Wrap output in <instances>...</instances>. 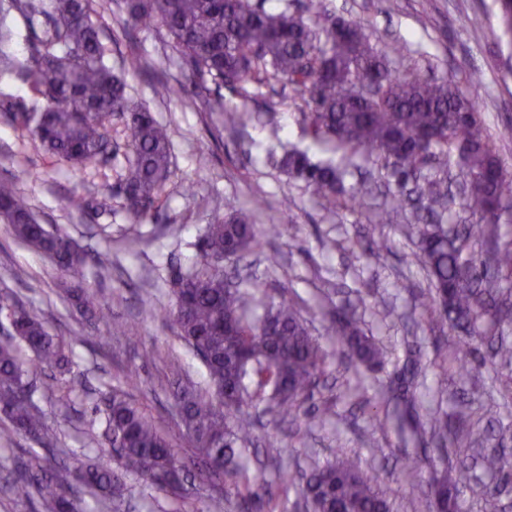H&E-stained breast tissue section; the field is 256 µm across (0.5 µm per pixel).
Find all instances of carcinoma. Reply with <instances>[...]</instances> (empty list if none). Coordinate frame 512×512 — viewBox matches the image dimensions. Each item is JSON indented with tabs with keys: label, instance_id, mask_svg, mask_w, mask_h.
<instances>
[{
	"label": "carcinoma",
	"instance_id": "cac0c4a2",
	"mask_svg": "<svg viewBox=\"0 0 512 512\" xmlns=\"http://www.w3.org/2000/svg\"><path fill=\"white\" fill-rule=\"evenodd\" d=\"M136 22L160 24L181 57L201 79L248 98L255 89L287 85L304 98L303 123L318 141L342 155L345 166L378 162L392 178L391 205L375 215L387 224L405 206L425 210L430 221L418 226L416 262L428 273L427 307L436 321L464 329L476 340L503 335L512 321V239L501 243L495 225L512 223V177L494 151L479 117L476 83L464 86L449 74L428 78L413 67L396 71L390 53L377 49L357 20L328 13L322 0H305V14L265 9L263 0H127ZM17 11L29 25L44 20L42 34L32 33L28 55L14 61L12 31L0 25V69L15 72L43 101L38 112H16L12 120L29 131L51 154L76 165L91 164L111 146L112 118L131 114L133 160L120 185L126 208L136 222L155 209L158 191L169 175L170 136L145 108L134 107L123 79L104 59L102 29L92 18L90 0H8L1 13ZM484 40L501 41L500 29L484 16L469 19ZM252 119L246 107L224 109V122L244 125ZM278 165L313 188L321 205L336 209L337 186L346 170L317 165L301 152L284 154ZM461 187V203L475 224H462L443 235L436 226L449 210L448 185ZM227 203L224 219L206 225L198 240L201 261L180 282L173 318L180 336L201 357L214 394L194 390L177 395L182 426L192 435L206 472L224 478L225 494L240 512H288L291 490L300 489L309 512H395L375 474L357 459L315 464L292 475L280 469V496L269 497L265 469L247 462L258 416L306 419L324 425L331 409H309L329 355L285 296L268 295L266 285L230 288L224 269L210 257L247 252L258 243L255 212ZM0 223L47 255L75 279L83 308L99 306L96 295L81 285L87 258L66 234L41 224L13 182L0 183ZM491 241L482 258L473 242ZM16 336L47 367L67 364L65 342L48 334L43 323L16 309ZM336 340L370 371L384 362L382 349L361 328L354 311L332 316ZM30 367L13 340L0 343V414L11 432L42 447L55 435L33 399ZM448 431V415L429 413L430 432L449 436L458 446L472 445L477 429L460 412ZM114 455L78 471L92 495L112 494L127 475L181 497L183 460L170 436L123 392L112 390L105 417ZM494 476L492 487L473 481L474 466ZM476 465L461 463L444 475L429 473L428 512H458L459 496L468 490L492 504L500 486L512 482V457L499 451L481 455ZM15 496L40 501L43 512H81L68 496L65 481L43 472L32 456L26 473L12 484Z\"/></svg>",
	"mask_w": 512,
	"mask_h": 512
}]
</instances>
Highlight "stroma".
<instances>
[{
	"instance_id": "35a3bbf8",
	"label": "stroma",
	"mask_w": 512,
	"mask_h": 512,
	"mask_svg": "<svg viewBox=\"0 0 512 512\" xmlns=\"http://www.w3.org/2000/svg\"><path fill=\"white\" fill-rule=\"evenodd\" d=\"M335 16L364 22L372 43L380 49L397 44L402 54L393 66L417 67L436 77L454 71L461 83L477 76L481 115L490 135L512 123V38L491 44L469 25L473 14L498 23L499 0H325ZM95 17L104 26L105 59L125 76L126 95L147 106L169 130L172 174L158 193V216L132 222L126 212L120 182L133 158L125 121L112 123V150L85 167L52 155L24 130L0 114V180L17 179L18 189L48 229L68 233L87 255H109L104 271L84 269V287L99 300L101 320H91L75 302L63 299L59 288L66 275L43 254L18 241L9 225L0 223V303L22 306L37 315L50 335L64 339L69 370L55 377L50 371L33 374L38 404L58 436L53 451L21 436L0 439V512H39L38 499H22L11 491L23 474V462L39 455L43 469L71 474L81 463L96 459L108 448L105 435V394L115 388L128 392L174 438L189 468V495L174 499L137 477L103 502L85 497V512H232L216 494V481L201 476L195 449L178 417L172 392L178 380L207 388L205 367L178 335L170 316L174 308L172 276L191 268L196 244L207 224L223 215L226 203L250 207L265 201L257 226L264 229L255 252L224 263L233 279L252 278L274 291H287L305 304L304 317L315 334L333 351L323 398L335 401V416L324 426L306 422L264 421L253 446L259 458L280 456L283 465H308L334 460L338 451H355L374 470L381 485L402 502L401 512H425L426 486L413 487L401 478L409 454L426 456L430 468L444 471L457 462L438 441L404 444L390 428L371 422L357 399L337 398L338 382L352 373L350 361L327 332L325 311L339 306L355 309L364 328L387 353L384 370L366 374L363 386H409L411 414L424 416L437 408L452 415L467 409L480 415L494 406L484 450L512 452V404L502 399L501 360L487 344H479L469 377L460 378L451 354L463 338L459 332H439L422 302L428 282L414 252L415 214L405 210L393 223H376L374 214L389 200L395 185L370 165H362L346 186L365 189L363 205L347 195L337 199L335 212L324 211L311 187L290 178L273 160L297 149L317 164H335L336 154L315 143L301 116L302 103L293 92L261 89L242 99L227 89L193 76L175 51L173 41L158 24L129 21L115 0H94ZM138 51L146 69L124 73L123 58ZM225 107L246 105L252 120L243 127L225 125L216 102ZM512 168V140L494 143ZM79 196L88 211L72 208ZM271 224L282 225L278 234ZM139 238L137 250L125 241ZM152 307H144L143 296ZM124 332L110 331V322ZM274 434L277 448L266 436Z\"/></svg>"
}]
</instances>
